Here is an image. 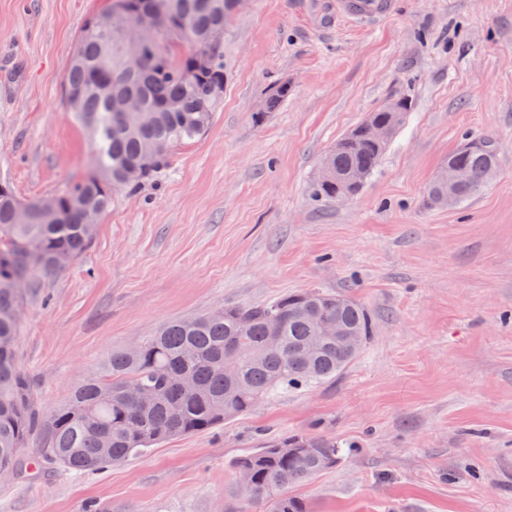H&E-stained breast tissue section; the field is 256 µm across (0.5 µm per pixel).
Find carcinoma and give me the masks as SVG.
Segmentation results:
<instances>
[{"mask_svg":"<svg viewBox=\"0 0 512 512\" xmlns=\"http://www.w3.org/2000/svg\"><path fill=\"white\" fill-rule=\"evenodd\" d=\"M232 0H110L106 12L122 7L142 13L157 29L143 51L140 69L131 71L122 46L134 39L124 31L84 25L71 57L64 99L90 131V160L96 177L86 176L54 194L45 214L42 200L27 202V223L18 221L17 198L0 185V472L22 470L18 449L34 435L44 440L43 458L80 474L95 473L142 456L165 440L205 432L249 412L258 402L289 389L333 381L358 357L321 339L320 323L334 321L366 345L372 318L357 302L316 289L286 293L257 306L224 308L190 318L166 321L140 349L112 351L102 374L81 382L67 404L42 417L30 399V382L17 361L20 323L13 317L22 293L17 278L55 272L60 252L72 258L92 242L97 217L112 205V185L126 169L144 164L142 178L127 183L125 193L158 176L179 146L200 138L211 125L224 97V46L210 47L203 35L224 20ZM199 50L211 56L208 69L193 61ZM385 149L359 141L327 153L326 161L342 177L362 169L371 175ZM462 163L470 182L463 202L496 174L494 142L468 153L448 154L429 184L426 201L440 204L439 193L450 164ZM312 194L336 198V182L315 181ZM194 383L183 392L181 377ZM129 382L146 392L143 403L123 393ZM336 438L296 433L267 439L261 448L237 459L235 469L249 471L252 486L240 489L269 512H309L288 488L312 480L336 466L341 456Z\"/></svg>","mask_w":512,"mask_h":512,"instance_id":"carcinoma-1","label":"carcinoma"}]
</instances>
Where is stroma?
<instances>
[{"label": "stroma", "mask_w": 512, "mask_h": 512, "mask_svg": "<svg viewBox=\"0 0 512 512\" xmlns=\"http://www.w3.org/2000/svg\"><path fill=\"white\" fill-rule=\"evenodd\" d=\"M109 0H0V184L21 201L87 175L70 55ZM288 98L262 106L274 88ZM411 110L345 202L312 197L322 157L384 104ZM493 138L476 195L426 189L465 139ZM308 288L351 298L373 334L335 381L282 392L94 474L54 464L0 479V512H266L234 462L263 434L343 445L294 487L310 512H512V0H243L224 25V99L170 168L118 196L89 249L23 290L18 363L34 407L65 405L114 348L164 321ZM337 10L357 19L375 20L387 14L391 8V0H338Z\"/></svg>", "instance_id": "35a3bbf8"}]
</instances>
